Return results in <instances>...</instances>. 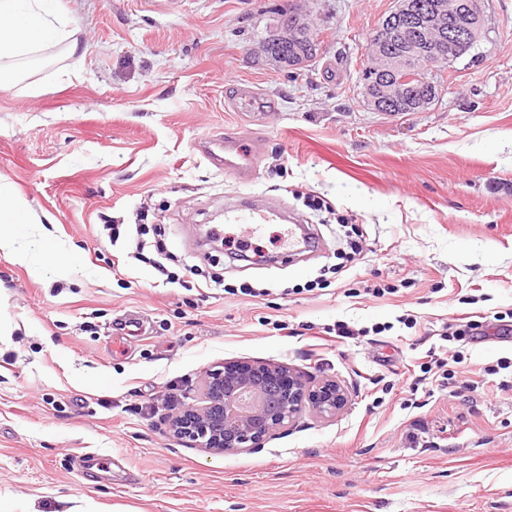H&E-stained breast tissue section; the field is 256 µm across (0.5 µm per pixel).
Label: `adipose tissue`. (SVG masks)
<instances>
[{
    "label": "adipose tissue",
    "mask_w": 512,
    "mask_h": 512,
    "mask_svg": "<svg viewBox=\"0 0 512 512\" xmlns=\"http://www.w3.org/2000/svg\"><path fill=\"white\" fill-rule=\"evenodd\" d=\"M66 41L77 52L75 29L57 10V0H0V59L28 54L49 41Z\"/></svg>",
    "instance_id": "1"
}]
</instances>
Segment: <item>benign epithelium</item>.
Listing matches in <instances>:
<instances>
[{
	"mask_svg": "<svg viewBox=\"0 0 512 512\" xmlns=\"http://www.w3.org/2000/svg\"><path fill=\"white\" fill-rule=\"evenodd\" d=\"M403 21L413 50L390 43L388 31ZM481 0H432L420 11L410 0H396L394 16L383 20L379 39L370 48L378 66L363 82L369 103L403 105L425 111L429 98L409 92V82L446 66L447 57L436 42L473 47L484 32ZM196 402L167 421L169 431L195 448L233 455L260 447L276 431L293 426L304 409L328 419L348 405L347 389L333 378L310 382L294 369L269 362H227L201 377Z\"/></svg>",
	"mask_w": 512,
	"mask_h": 512,
	"instance_id": "7a95c632",
	"label": "benign epithelium"
}]
</instances>
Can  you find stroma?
Masks as SVG:
<instances>
[{
    "label": "stroma",
    "mask_w": 512,
    "mask_h": 512,
    "mask_svg": "<svg viewBox=\"0 0 512 512\" xmlns=\"http://www.w3.org/2000/svg\"><path fill=\"white\" fill-rule=\"evenodd\" d=\"M61 5L80 52L46 44L0 87V179L42 221L34 234L0 213L31 259L0 250V512H512V372H485L512 359L494 320L512 309V0H483L486 36L442 69L439 101L396 116L360 79L395 0ZM288 12L317 44L299 70L265 50ZM237 85L263 111H233ZM224 132L258 141L251 183L198 150ZM248 193L285 197L323 250L278 263L269 224L249 260L214 251L207 229ZM341 217L366 232L347 270ZM140 222L164 231L170 271L198 267L190 286L103 231ZM133 312L144 334L114 351ZM462 320L476 335L442 340ZM341 322L370 333L319 346L305 331ZM431 348L461 352L471 389L417 384ZM239 359L339 380L348 405L228 456L151 413ZM83 451L112 464L78 469Z\"/></svg>",
    "instance_id": "stroma-1"
}]
</instances>
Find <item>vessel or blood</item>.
I'll return each instance as SVG.
<instances>
[{"label": "vessel or blood", "mask_w": 512, "mask_h": 512, "mask_svg": "<svg viewBox=\"0 0 512 512\" xmlns=\"http://www.w3.org/2000/svg\"><path fill=\"white\" fill-rule=\"evenodd\" d=\"M199 150L215 166L236 172L243 178L250 177L254 155L243 147L239 137L229 134L211 137L200 143ZM224 221L228 224L287 222L288 253L292 256L314 245L302 219L290 212L279 198L265 204L255 203L250 197L241 198L236 205L225 209Z\"/></svg>", "instance_id": "obj_1"}]
</instances>
